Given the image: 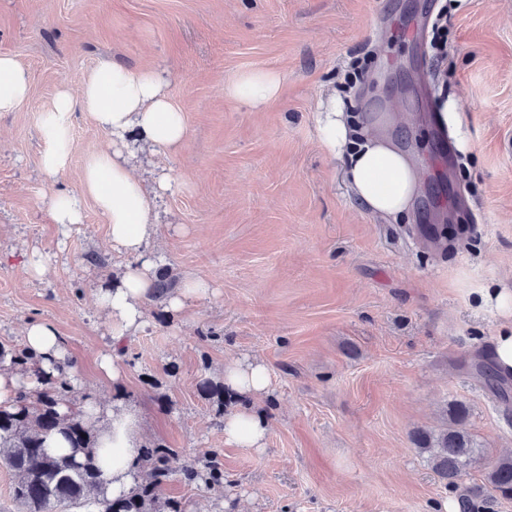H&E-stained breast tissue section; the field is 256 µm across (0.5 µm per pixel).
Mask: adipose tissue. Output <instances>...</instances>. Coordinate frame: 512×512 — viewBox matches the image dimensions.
<instances>
[{
  "label": "adipose tissue",
  "mask_w": 512,
  "mask_h": 512,
  "mask_svg": "<svg viewBox=\"0 0 512 512\" xmlns=\"http://www.w3.org/2000/svg\"><path fill=\"white\" fill-rule=\"evenodd\" d=\"M31 78L15 57L0 54V112L18 111L28 100ZM282 77L270 69L237 73L224 85V95L253 108L276 100ZM82 101L94 125L119 141L112 150L90 154L79 173V193L60 191L51 199V216L57 224L83 221L82 198H92L108 224L112 245L128 262L116 287L99 289L98 305L112 323L113 352L100 357L102 376L119 383L123 371L117 352L126 333L142 325V303L152 291L158 263L147 243L154 232L150 217L158 198L168 190L161 178L147 185L132 172L133 154L124 146L127 133L136 132L159 154L178 150L187 136L183 112L170 96L168 85L156 70H133L114 61H100L87 75L80 97L68 85H60L43 113L40 164L50 177L65 171L70 146L62 139L71 125L75 101ZM318 140L331 156L348 154L347 178L366 209L399 218L412 209L418 195L419 174L410 157L377 125L357 127L344 115L340 101L329 99L317 120ZM25 345L45 373L65 352V339L46 321L33 320L25 327ZM224 382L240 394L256 397L269 386L268 369L259 358L234 359L224 364ZM97 445L112 451V463L104 470L109 497L128 493L134 486L135 467L142 437L137 413L116 403L95 422ZM269 427L250 407L230 411L224 417V440L248 451L262 453Z\"/></svg>",
  "instance_id": "ef3b65f1"
}]
</instances>
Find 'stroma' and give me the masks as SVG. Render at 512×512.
I'll return each mask as SVG.
<instances>
[{"instance_id":"stroma-1","label":"stroma","mask_w":512,"mask_h":512,"mask_svg":"<svg viewBox=\"0 0 512 512\" xmlns=\"http://www.w3.org/2000/svg\"><path fill=\"white\" fill-rule=\"evenodd\" d=\"M443 8L441 64L429 42ZM0 54L32 78L22 108L0 112V344L52 323L78 384L104 408L136 410L145 446L217 454L222 483L176 476L164 498L182 512H225L229 494L240 512H433L450 492L414 436L452 427L460 403L477 448L460 491L471 512H512L484 488L512 451V399L468 368L506 323L472 289H512V0H0ZM104 59L158 70L185 114L177 152L129 148L140 177L170 182L151 217L160 270L178 289L212 287L178 312L145 305L116 385L97 367L112 325L95 292L127 259L93 202L68 227L49 209L112 138L75 106L69 170L50 178L39 165L44 108ZM355 60L346 111L391 114L388 133L419 169L421 195L398 219L358 204L344 161L317 139L318 102ZM249 69L281 74L277 102L225 98ZM33 251L48 263L40 278L24 270ZM245 356L269 371L249 401L270 428L259 455L224 441L218 410L238 399L197 391Z\"/></svg>"}]
</instances>
